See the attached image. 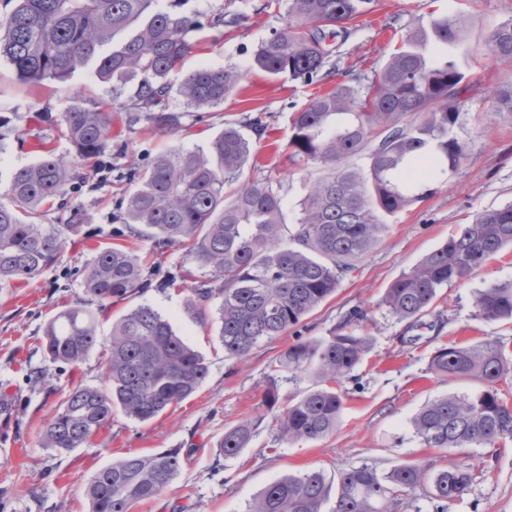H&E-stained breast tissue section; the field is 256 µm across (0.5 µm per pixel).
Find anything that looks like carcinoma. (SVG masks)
<instances>
[{
    "mask_svg": "<svg viewBox=\"0 0 512 512\" xmlns=\"http://www.w3.org/2000/svg\"><path fill=\"white\" fill-rule=\"evenodd\" d=\"M0 15V61L23 82L64 80L96 61L100 79L132 94L121 105L125 126L137 124L176 133L186 113L169 108L172 92L196 109L224 103L245 77L236 66L201 65L173 86L169 75L196 47L190 34L224 22L205 21L160 5L161 0H8ZM374 0H272L287 21L254 50L251 67L286 74L308 85L339 72L335 39L347 24L372 11ZM487 46L498 60L512 61V20L494 27ZM473 52L463 20L446 15L413 20L400 45L368 83L350 77L327 93H316L294 113L288 140L277 144L296 164L330 170L309 183L296 222L285 220L280 180L245 177L250 138L226 124L207 150L168 148L115 176L123 186L113 219L115 242L101 248L85 270L83 287L98 306L140 296L151 288L185 281L178 270L147 268L132 238L148 241L163 255L183 248L211 269L210 279L187 287L186 304L203 313L216 300L224 358L244 362L261 342L285 336L336 293L388 229L395 215L434 193L431 185L459 169L464 146L450 135L475 87ZM493 112L512 123V85L492 95ZM71 156L40 144L35 163L13 172L8 201L0 202V283L31 280L54 264L71 235L98 236L91 215L79 204H61L63 223L46 227L31 218L55 197H67L73 170L100 160L112 142V113L71 107L63 113ZM368 159L367 170L349 164ZM512 247V203L477 214L456 234L386 289L382 304L408 327L423 325L440 288L474 275ZM477 315L487 322L512 320V282L483 290ZM100 342L95 312L77 302L46 325L42 347L50 360L81 362ZM373 345V337L344 331L326 339H297L271 363L274 372L310 375L315 386L272 417L289 442L315 441L336 433L344 409L342 381ZM104 386H77L65 396L43 431V446L80 447L116 410L149 421L190 397L206 379L205 359L173 329L166 316L139 305L112 324ZM429 370L443 379H475L473 395H443L413 417L427 448H466L512 436V404L499 392L512 373V353L495 339L451 343L436 350ZM250 420L224 430L226 457L249 447ZM182 467V449L129 455L99 469L86 488L89 512H133L159 495ZM461 463L443 468L430 459L402 463L380 474L369 466L338 472L285 475L269 484L249 512H321L336 491L332 512H393L408 489L428 487L431 512H451L473 484Z\"/></svg>",
    "mask_w": 512,
    "mask_h": 512,
    "instance_id": "obj_1",
    "label": "carcinoma"
}]
</instances>
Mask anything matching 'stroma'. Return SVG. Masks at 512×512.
<instances>
[{
    "mask_svg": "<svg viewBox=\"0 0 512 512\" xmlns=\"http://www.w3.org/2000/svg\"><path fill=\"white\" fill-rule=\"evenodd\" d=\"M163 2L177 4L188 16L235 12L242 17L235 26L205 28L201 36L206 51L187 56L172 72V82L202 64L244 67L247 77L223 105L206 111L204 121H187L177 134L142 125L130 132L116 122L117 136L100 164L80 167L82 180L75 183L70 202L83 204L95 225L111 231L120 191L107 167L125 168L173 145L207 149L225 124L245 125L258 116L266 129L252 140L245 174L253 179L278 176L286 220L295 222L306 182L318 176L319 169L294 165L274 144L288 139L293 113L316 88L249 66L253 49L282 26V15L266 8V0ZM448 13L465 18L469 40L480 48L493 27L512 19V0H375L371 13L349 24L348 38L337 41L336 63L372 76L412 19ZM473 65L479 83L452 129L466 151L461 167L438 183L432 195L392 217L379 243L296 331L260 343L240 364L224 357L217 306L198 315L185 304L186 290L153 288L100 313L98 332L106 340L113 321L127 309L151 306L170 319L209 366L207 378L192 396L150 421L117 410L80 448L59 451L42 445L41 431L65 394L78 385L103 383V348L72 366L52 362L41 348L45 326L57 312L79 301L91 303L83 273L97 254L98 240L70 237L59 259L31 282L1 283L0 398L8 401L9 409L0 412V512H88L84 489L97 470L131 453L168 448L183 449L186 455L179 475L133 512H246L267 485L287 474L320 470L331 478L362 465L385 473L419 459L434 460L440 467L458 460L471 468L475 480L452 512H512L511 438L442 451L424 447L411 425L428 400L479 388L473 380H443L430 372V359L441 344L494 338L512 352V321H484L475 306L482 290L512 282V248L503 249L470 279L440 289L436 307L426 318L428 326L420 331H410L380 303L396 278L477 213L512 202V123L495 116L485 96L487 89L512 82V63L481 54ZM127 96V90L100 80L91 64L76 68L64 81L24 83L8 63H1L0 135L6 147L0 152V197L12 173L37 160L38 142L50 143L60 154L72 153L61 134V117L68 108L110 109ZM358 307L368 312L361 330L373 335L374 346L344 383L348 396L337 432L317 441L283 440L271 425L265 393L274 391L282 407L311 381L271 372V361L297 338L324 339L339 333L348 313ZM243 419L257 425L252 443L235 457H223L219 442L225 428Z\"/></svg>",
    "mask_w": 512,
    "mask_h": 512,
    "instance_id": "1",
    "label": "stroma"
}]
</instances>
